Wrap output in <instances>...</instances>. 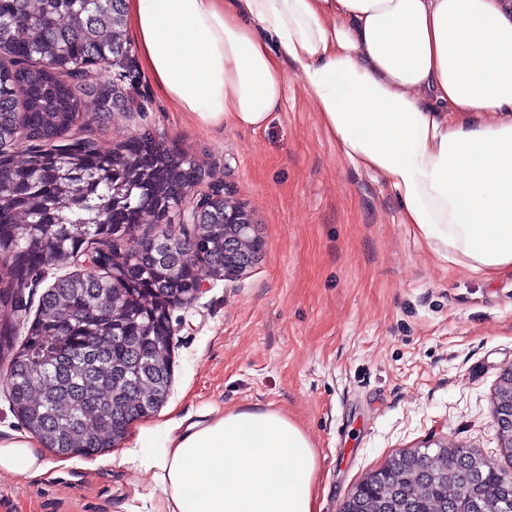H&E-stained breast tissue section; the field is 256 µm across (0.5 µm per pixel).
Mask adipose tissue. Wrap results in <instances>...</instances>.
<instances>
[{
  "mask_svg": "<svg viewBox=\"0 0 512 512\" xmlns=\"http://www.w3.org/2000/svg\"><path fill=\"white\" fill-rule=\"evenodd\" d=\"M157 91L205 126L259 130L293 67L322 126L381 176L402 221L476 272L512 271V0H125ZM0 439V474L56 468ZM154 466L160 512H319L318 460L286 416L177 424Z\"/></svg>",
  "mask_w": 512,
  "mask_h": 512,
  "instance_id": "obj_1",
  "label": "adipose tissue"
}]
</instances>
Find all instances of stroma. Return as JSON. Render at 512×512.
Returning a JSON list of instances; mask_svg holds the SVG:
<instances>
[{
  "label": "stroma",
  "instance_id": "35a3bbf8",
  "mask_svg": "<svg viewBox=\"0 0 512 512\" xmlns=\"http://www.w3.org/2000/svg\"><path fill=\"white\" fill-rule=\"evenodd\" d=\"M109 112L87 100L83 136L109 150L147 133L194 158L204 184L253 214L261 260L171 312L173 378L163 410L280 412L310 437L320 512L395 453L448 445L506 471L492 416L512 368V274L437 253L403 223L395 194L352 168L296 74L258 131L205 126L143 69ZM147 459H74L56 480L0 475V512H158Z\"/></svg>",
  "mask_w": 512,
  "mask_h": 512
}]
</instances>
